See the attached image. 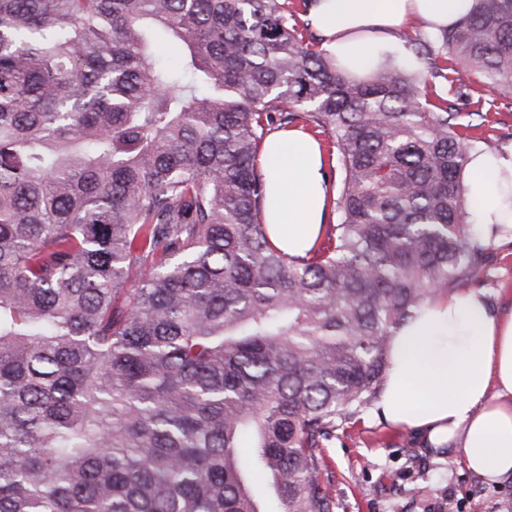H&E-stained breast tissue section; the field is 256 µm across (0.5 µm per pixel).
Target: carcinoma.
Returning a JSON list of instances; mask_svg holds the SVG:
<instances>
[{
  "label": "carcinoma",
  "mask_w": 512,
  "mask_h": 512,
  "mask_svg": "<svg viewBox=\"0 0 512 512\" xmlns=\"http://www.w3.org/2000/svg\"><path fill=\"white\" fill-rule=\"evenodd\" d=\"M404 48L356 79L288 0H0V512H334L320 448L485 257L458 100L512 99V0ZM301 122L340 173L303 256L258 164Z\"/></svg>",
  "instance_id": "cac0c4a2"
}]
</instances>
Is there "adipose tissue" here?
Returning a JSON list of instances; mask_svg holds the SVG:
<instances>
[{
  "instance_id": "obj_1",
  "label": "adipose tissue",
  "mask_w": 512,
  "mask_h": 512,
  "mask_svg": "<svg viewBox=\"0 0 512 512\" xmlns=\"http://www.w3.org/2000/svg\"><path fill=\"white\" fill-rule=\"evenodd\" d=\"M475 0H312L307 17L323 49L356 75L399 57V34L454 23ZM264 221L279 248L301 254L328 218L331 191L320 145L299 129L265 140ZM466 195L475 241L512 233V146L473 152ZM387 425L416 429L437 446L460 449L487 483L512 481V308L467 291L422 306L390 341V370L375 405Z\"/></svg>"
}]
</instances>
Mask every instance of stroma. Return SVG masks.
Segmentation results:
<instances>
[{"label": "stroma", "mask_w": 512, "mask_h": 512, "mask_svg": "<svg viewBox=\"0 0 512 512\" xmlns=\"http://www.w3.org/2000/svg\"><path fill=\"white\" fill-rule=\"evenodd\" d=\"M465 81L492 101L487 150L512 144V103L499 100L478 74ZM478 288L496 305L512 302V236L488 250ZM336 512H512V483L494 486L467 470L460 452L430 450L423 435L358 416L324 445Z\"/></svg>", "instance_id": "1"}]
</instances>
